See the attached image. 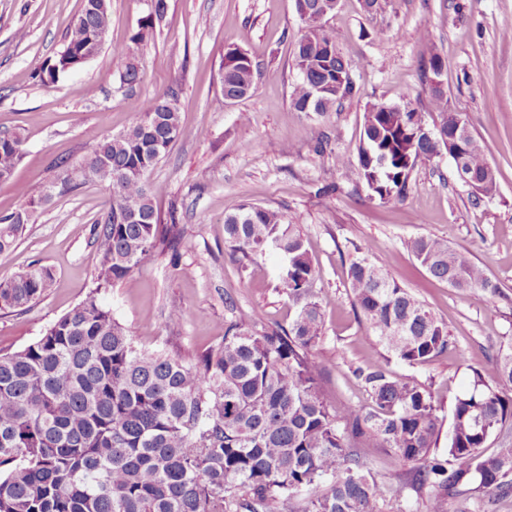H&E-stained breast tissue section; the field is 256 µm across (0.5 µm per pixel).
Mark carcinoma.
<instances>
[{
  "instance_id": "obj_1",
  "label": "carcinoma",
  "mask_w": 512,
  "mask_h": 512,
  "mask_svg": "<svg viewBox=\"0 0 512 512\" xmlns=\"http://www.w3.org/2000/svg\"><path fill=\"white\" fill-rule=\"evenodd\" d=\"M302 22L295 42L300 72L292 106L322 115L355 92L347 55L324 20L338 0H294ZM111 0H84L76 23L40 81L55 82L85 63V48L109 32ZM168 0H152L131 42L147 41L166 18ZM120 80L133 87L140 69L121 53ZM257 70L238 48L224 51L222 98L252 92ZM323 89L318 101L310 99ZM438 120L406 105L368 107L357 174L382 202L406 194L417 163L447 152L461 162L480 200L498 191L484 148L460 112L431 90ZM138 120L104 136L81 161L87 181L106 184L111 201L98 232L95 293L57 319L34 343L0 355V512H382L407 484L377 481L365 449L386 448L401 467L413 465L412 485L429 487L426 512H446L459 486L512 496V443L492 455L481 449L512 420V350L490 371H473L471 387L451 407L448 448L436 453L441 423L432 394L393 377L383 366L358 369L371 406H331L322 394L323 368L312 353L323 315L316 270L296 217L241 204L224 217L230 255L254 261L274 248L287 260L280 288L297 306L288 327H257L238 312L224 341L185 364L164 353H140L131 331L96 293L129 278L151 253L175 248L182 236L177 208L162 217L150 171L184 135L176 91L134 100ZM20 134L0 135V175L13 177L23 156ZM62 171L24 193L23 206L0 216V253L9 251L36 212L80 186ZM436 280L488 299L499 287L468 254L420 236L408 243ZM355 305L390 357L410 365L451 347L448 326L389 273L388 264L352 260ZM46 267L0 281V311L23 309L51 287Z\"/></svg>"
}]
</instances>
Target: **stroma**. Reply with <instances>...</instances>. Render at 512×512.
<instances>
[{
  "label": "stroma",
  "mask_w": 512,
  "mask_h": 512,
  "mask_svg": "<svg viewBox=\"0 0 512 512\" xmlns=\"http://www.w3.org/2000/svg\"><path fill=\"white\" fill-rule=\"evenodd\" d=\"M153 39L130 38L148 13L145 0H112L101 54L57 82L41 67L62 51L82 0H0V135L21 132L24 154L11 183L0 184V215L19 209L20 187L53 178L58 161L80 159L96 141L131 126L130 98L177 89L185 135L150 172L161 213L177 207L183 230L177 255L156 252L131 278L101 294L143 352L186 361L221 344L238 311L266 326H288L296 308L282 293L286 264L276 250L243 265L224 248V215L250 203L298 217L312 257L324 324L313 349L324 366L322 390L333 403L369 402L356 368L387 364L392 375L429 389L442 428L454 397L476 369L512 345V38L500 22L512 0H387L368 13L340 0L326 25L348 54L354 96L323 115L294 111L300 80L293 42L302 24L293 0H168ZM445 57L440 77L448 109L466 117L498 171L494 197L472 201L448 155L420 162L404 198H372L354 167L363 113L374 103L431 111L428 45ZM245 51L258 67L253 92L216 108L224 50ZM133 49L141 71L121 88L114 56ZM106 185L87 182L44 206L25 234L0 254V280L48 267L51 288L24 310L0 311V355L35 341L95 286L97 222L109 205ZM429 236L467 251L501 295L486 300L432 278L409 240ZM388 259L391 274L450 332L453 347L423 365L387 358L353 303L348 269L355 255ZM180 318H170L171 310Z\"/></svg>",
  "instance_id": "stroma-1"
}]
</instances>
